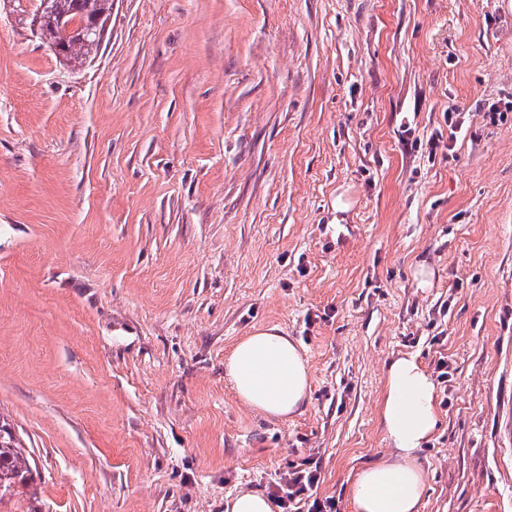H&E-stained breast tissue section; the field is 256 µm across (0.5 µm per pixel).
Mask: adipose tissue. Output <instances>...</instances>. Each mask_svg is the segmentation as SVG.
Wrapping results in <instances>:
<instances>
[{"label":"adipose tissue","mask_w":512,"mask_h":512,"mask_svg":"<svg viewBox=\"0 0 512 512\" xmlns=\"http://www.w3.org/2000/svg\"><path fill=\"white\" fill-rule=\"evenodd\" d=\"M224 378L241 401L273 419L300 413L309 399L308 361L275 327L238 340L224 363ZM379 418L390 452L356 474L352 510L419 512L426 473L418 453L435 433L439 415L434 380L414 356L388 362Z\"/></svg>","instance_id":"obj_1"}]
</instances>
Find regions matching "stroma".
I'll return each instance as SVG.
<instances>
[{"label":"stroma","mask_w":512,"mask_h":512,"mask_svg":"<svg viewBox=\"0 0 512 512\" xmlns=\"http://www.w3.org/2000/svg\"><path fill=\"white\" fill-rule=\"evenodd\" d=\"M511 103L512 0H112L76 68L0 8V512H224L309 462L352 512L399 354L420 512H512ZM268 327L285 421L224 380ZM224 378L241 401L273 419L288 420L309 399L308 361L277 327L238 340L224 363ZM31 470L10 424L0 415V499L27 484Z\"/></svg>","instance_id":"stroma-1"}]
</instances>
